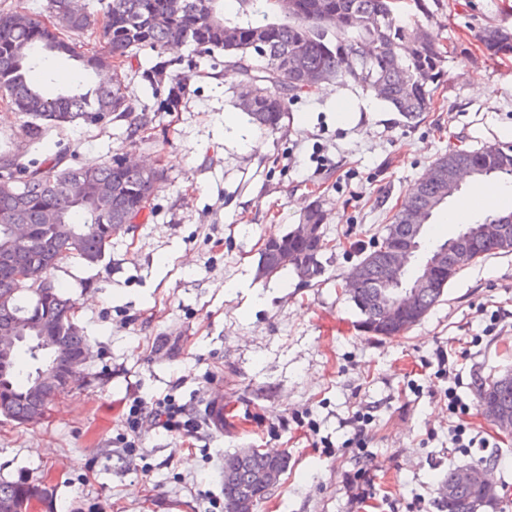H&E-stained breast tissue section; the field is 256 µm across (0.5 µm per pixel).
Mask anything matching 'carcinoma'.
I'll return each instance as SVG.
<instances>
[{
  "mask_svg": "<svg viewBox=\"0 0 512 512\" xmlns=\"http://www.w3.org/2000/svg\"><path fill=\"white\" fill-rule=\"evenodd\" d=\"M237 4L235 13L226 12V2ZM294 15L280 12L278 0H184L183 13L168 18V0H104L102 37L104 50L80 55L74 45L62 39L57 30L73 35L90 33L91 13L77 14L72 0H48L57 23L48 27L18 13H0V100L9 106L22 100L25 109L18 114L31 123L45 121L50 127L89 124L104 125L135 111L127 86L118 72L133 70V61L143 50L158 54L164 49L191 47L199 55L224 51L237 67L242 90L251 96L248 110L258 130L276 134L283 130L290 103L320 89L322 84L349 82L374 92L394 111L416 117L427 111L434 83L448 59V46L439 35L413 17L402 16L400 0H297ZM236 32L234 45L224 43V29ZM481 41L494 53H512V36L488 28ZM77 61L82 73L97 75L103 63L112 65V82H82L49 96L32 80V72L51 58ZM470 166L476 176L498 174L512 184V146H488L478 150L454 148L438 157L432 167L437 179L422 182L402 204L418 211L421 221L448 202V172ZM149 179L143 170L126 167L118 158L100 164L73 167L63 158L46 157L37 165L21 160L12 151H0V327L11 320L29 326L26 339L14 358L11 385L0 386V414L13 420H26L29 410L43 405L47 397L39 389L43 373L53 374L68 391L79 377V370L57 359L60 352L78 356L87 347L85 336L74 321L75 306L55 281L44 295L17 281L5 266L44 265L53 272L64 260L80 258L96 263L110 245L112 236L152 214L150 202L161 188L163 170ZM48 209L62 211L61 223L44 224ZM29 226L24 246L11 243L7 227ZM289 247L301 256L296 273L307 280L321 275L318 256L327 243L318 246L286 232L267 239L260 249L258 273L268 277L277 268V255ZM476 260H485L502 250L492 243L470 242ZM368 288L353 300L361 319L359 328L371 336H393L381 313L367 300L375 287L387 278L384 263L373 260L365 266ZM448 284L425 288L413 297V304L426 312L438 303ZM55 329L56 348L39 347V327ZM477 407L484 418L498 425L501 417H512V383L490 390L489 380L476 386ZM277 459L257 449L244 465L224 473V500L248 487L251 471L272 468ZM40 495L34 483L0 482V504L10 512H28ZM486 492L476 486H457L447 499L448 512H474Z\"/></svg>",
  "mask_w": 512,
  "mask_h": 512,
  "instance_id": "1",
  "label": "carcinoma"
}]
</instances>
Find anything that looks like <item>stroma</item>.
Listing matches in <instances>:
<instances>
[{
  "label": "stroma",
  "mask_w": 512,
  "mask_h": 512,
  "mask_svg": "<svg viewBox=\"0 0 512 512\" xmlns=\"http://www.w3.org/2000/svg\"><path fill=\"white\" fill-rule=\"evenodd\" d=\"M448 40L431 108L407 119L348 84L291 103L282 132L261 134L238 107L239 77L223 52L166 51L181 91H152L159 57L142 51L129 82L153 123L128 119L45 129L39 141L0 103V147L26 162L61 154L71 166L119 154L164 170L153 216L113 236L100 261L69 259L52 276L76 302L89 341L80 383L22 423L0 416V482H35L32 512H224V459L243 448L283 453L288 467L257 512H358L343 478L368 471L365 512H441L449 472L487 466L512 512V438L476 407L477 377L512 370V254L463 268L403 335L361 332L345 277L381 242L439 154L512 143V55L480 41L512 35V0H408L407 15ZM491 212H512L464 179L434 213L440 240ZM322 217L333 240L324 274L259 277L263 242ZM466 404L448 408L447 392ZM168 402L194 418L191 438L153 428L131 409ZM224 425L208 423L210 408ZM366 420L363 444L353 421ZM480 39L495 54L512 53V36L503 34L496 28L485 29L481 33Z\"/></svg>",
  "instance_id": "1"
}]
</instances>
